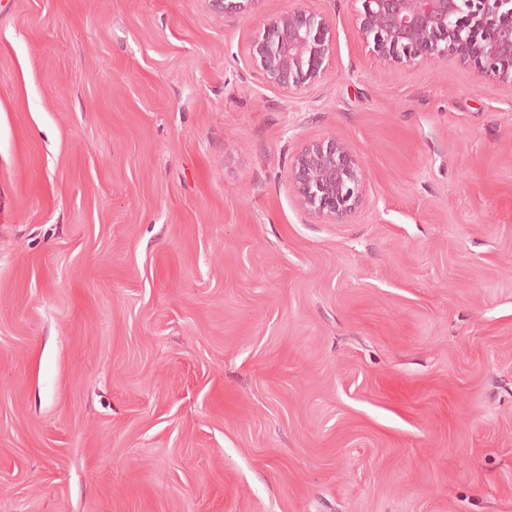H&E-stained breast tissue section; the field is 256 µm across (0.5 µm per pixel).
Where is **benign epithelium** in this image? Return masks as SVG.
Returning <instances> with one entry per match:
<instances>
[{
	"mask_svg": "<svg viewBox=\"0 0 512 512\" xmlns=\"http://www.w3.org/2000/svg\"><path fill=\"white\" fill-rule=\"evenodd\" d=\"M259 0H207L224 17L252 11ZM360 40L395 64L439 61L454 55L512 84V0H359ZM333 44L329 21L304 0L259 20L247 62L265 82L288 94L318 82ZM303 206L316 217L343 222L362 208L364 170L345 143L331 136L304 145L289 169Z\"/></svg>",
	"mask_w": 512,
	"mask_h": 512,
	"instance_id": "7a95c632",
	"label": "benign epithelium"
}]
</instances>
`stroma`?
I'll return each instance as SVG.
<instances>
[{
  "label": "stroma",
  "mask_w": 512,
  "mask_h": 512,
  "mask_svg": "<svg viewBox=\"0 0 512 512\" xmlns=\"http://www.w3.org/2000/svg\"><path fill=\"white\" fill-rule=\"evenodd\" d=\"M205 0H0V512H512V86L247 64ZM336 137L334 224L288 180ZM289 178L303 206L322 220L346 221L364 204V170L336 137L304 145L292 161Z\"/></svg>",
  "instance_id": "1"
}]
</instances>
